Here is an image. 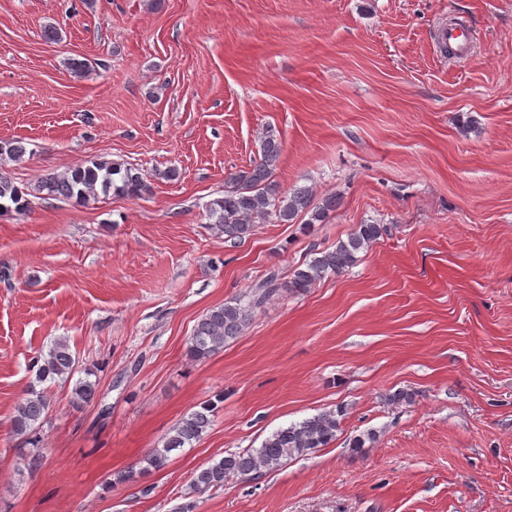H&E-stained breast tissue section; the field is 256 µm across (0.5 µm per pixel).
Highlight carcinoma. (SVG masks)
Instances as JSON below:
<instances>
[{"label": "carcinoma", "mask_w": 512, "mask_h": 512, "mask_svg": "<svg viewBox=\"0 0 512 512\" xmlns=\"http://www.w3.org/2000/svg\"><path fill=\"white\" fill-rule=\"evenodd\" d=\"M26 149L17 139L0 141V211L21 212L28 208L30 197L45 200H65L88 204L100 196L113 194L140 199L151 186L138 169L132 166L93 161L63 173H47L31 188L14 184L4 166L22 160ZM281 155V143L274 135L264 136L259 161L248 171L233 174L225 186L224 196L209 204L211 232L226 242L237 243L253 235L259 224H290L300 214L308 216L306 223L322 224L340 204L335 195L314 203L313 192L307 187L293 189L282 195L272 180ZM387 232L384 224H359L345 240L333 249L315 253L293 271L288 288L306 292L332 274H339L358 261ZM277 278L270 274L262 292L247 302L236 299L208 310L196 324L188 342V355L194 360L210 357L224 344L240 336L254 308L273 296ZM36 382L30 384L26 396L18 403L12 418L14 435L32 447H38L39 431L46 420L49 402L36 384L48 379L68 381L78 372L79 360L65 339H57L47 353L37 358ZM97 393L96 383L87 378L76 380L73 395L77 403L92 402ZM215 404L205 401L200 408L183 417L162 440V447L150 449L142 458V470L161 469L169 454L199 441L212 426ZM339 420L333 411H324L298 423L280 428L266 437L258 448L230 453L212 465L196 471L192 486L198 492L222 487L232 481L249 480L261 472L273 471L286 461L301 457L328 445L336 436Z\"/></svg>", "instance_id": "carcinoma-1"}]
</instances>
